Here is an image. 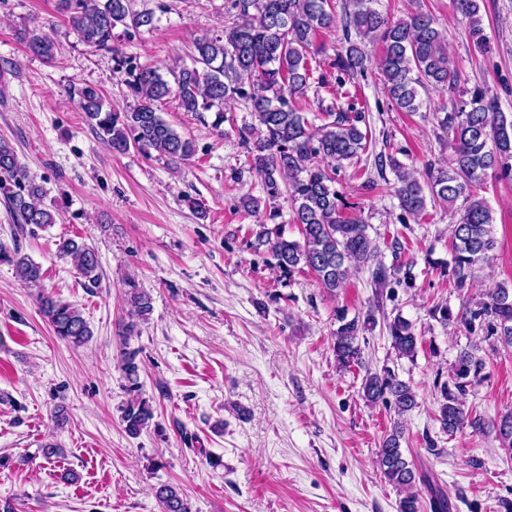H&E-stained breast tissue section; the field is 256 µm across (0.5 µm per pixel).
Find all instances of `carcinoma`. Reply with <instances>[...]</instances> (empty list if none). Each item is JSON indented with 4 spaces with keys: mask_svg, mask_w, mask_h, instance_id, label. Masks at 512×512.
Listing matches in <instances>:
<instances>
[{
    "mask_svg": "<svg viewBox=\"0 0 512 512\" xmlns=\"http://www.w3.org/2000/svg\"><path fill=\"white\" fill-rule=\"evenodd\" d=\"M379 0H343L342 18H337L335 0H230L233 21L224 33L192 42V66L171 72L168 80L156 67L127 65L125 82L136 105L129 110L112 107L99 89L91 85L70 88V97L84 112L98 140L113 153L134 149L145 156L165 158L172 164L192 159L197 153L194 140L184 137L159 112V104L170 97L179 107L200 119L212 114L211 127L224 133L227 104L241 100L250 106L256 123L237 129L246 148L249 170L261 181L264 196L248 194L240 204L247 213H264L265 219L280 217L276 201L287 195L292 221L301 239L284 237L281 226L259 225L252 247L271 250L280 272L292 275L311 272L321 287L334 294L344 287L352 273L369 270L376 297L383 296L391 278L401 267H388L381 259L370 225L347 214L352 204L336 188V175L343 162L369 152L371 141L362 130L361 111L355 103L328 112L331 121L313 126L297 107L306 97L313 76V46L320 34L336 30L342 21L346 45L336 51L328 67L337 73L334 82L343 86L366 70L365 42L382 46L379 70L392 105L400 112L416 113L426 105L420 91L431 88L454 90L458 71L448 55L447 37L428 13L414 11L391 19L377 8ZM456 13L468 20L475 51L490 50L482 27L480 0H453ZM57 11L84 45L110 53L119 27L150 26V12L135 13L131 0H57ZM356 39H351V35ZM28 52L52 61L57 46L53 39L34 28L25 33ZM438 127L448 136L452 154L448 163L429 162L423 170L401 163L394 155L379 152L374 167L380 179L385 171L394 175L393 190L399 208L419 219L427 201L445 204L455 211L452 224V254L446 270L453 285L462 291L473 285L483 264L497 247L493 233V209L480 195L488 176L512 180V113L503 112L498 93L476 86L460 94L451 111L434 113ZM47 191L20 162L15 147L0 139V197L22 231L29 225L56 223L63 206L46 204ZM62 259H71L78 274L95 286L99 283L98 250L79 236L57 244ZM13 266L15 274L40 288L39 309L55 336L80 347L93 336L81 311L41 290L42 266L21 253L19 244H0V263ZM128 321L122 334H137L140 322L152 310L150 296L138 285L127 282ZM431 316L441 324H460L469 330L480 328L486 336L497 337L512 346V286L491 287L486 299L457 312L446 304L435 306ZM333 351L339 368L362 363L360 338L375 323L373 311L362 318L337 315ZM393 348L404 357L417 352L418 336L412 324L400 315L387 323ZM136 351L122 356V371L135 395L122 408L126 432L138 436L153 421L148 401L140 394ZM481 360L467 351L460 353L449 380L440 386L438 421L452 435L465 427L480 432L485 419L465 410L464 398L472 379L482 369ZM364 399L394 407L397 419L377 452V466L383 478L400 493L398 512H451L453 504L434 475L407 460L402 449L406 427L400 417L417 407V394L394 372L366 370L362 379ZM503 448L512 453V410L491 421ZM424 486L423 499L418 486ZM161 512H191L180 486L163 484L155 491Z\"/></svg>",
    "mask_w": 512,
    "mask_h": 512,
    "instance_id": "cac0c4a2",
    "label": "carcinoma"
}]
</instances>
